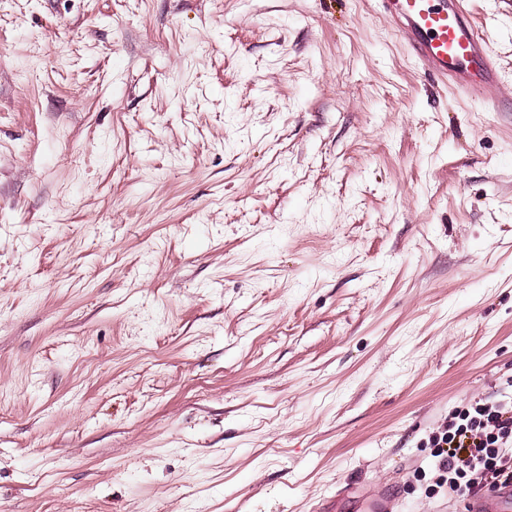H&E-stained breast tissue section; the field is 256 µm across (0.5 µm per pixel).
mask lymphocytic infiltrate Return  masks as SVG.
Instances as JSON below:
<instances>
[{
	"label": "lymphocytic infiltrate",
	"mask_w": 512,
	"mask_h": 512,
	"mask_svg": "<svg viewBox=\"0 0 512 512\" xmlns=\"http://www.w3.org/2000/svg\"><path fill=\"white\" fill-rule=\"evenodd\" d=\"M431 443L449 496L475 499L512 486V377L499 382L496 398L449 412Z\"/></svg>",
	"instance_id": "lymphocytic-infiltrate-1"
}]
</instances>
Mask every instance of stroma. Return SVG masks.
Wrapping results in <instances>:
<instances>
[{"mask_svg":"<svg viewBox=\"0 0 512 512\" xmlns=\"http://www.w3.org/2000/svg\"><path fill=\"white\" fill-rule=\"evenodd\" d=\"M511 375L512 112L378 0H0V512H464ZM495 394L500 398L455 408L430 437L450 497L476 499L512 486L511 376L499 382Z\"/></svg>","mask_w":512,"mask_h":512,"instance_id":"stroma-1","label":"stroma"}]
</instances>
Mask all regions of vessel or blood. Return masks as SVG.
I'll list each match as a JSON object with an SVG mask.
<instances>
[{
	"label": "vessel or blood",
	"mask_w": 512,
	"mask_h": 512,
	"mask_svg": "<svg viewBox=\"0 0 512 512\" xmlns=\"http://www.w3.org/2000/svg\"><path fill=\"white\" fill-rule=\"evenodd\" d=\"M394 31L408 35L414 55L428 71L448 78L484 109L498 112L500 69L465 0H384Z\"/></svg>",
	"instance_id": "b4317fda"
}]
</instances>
